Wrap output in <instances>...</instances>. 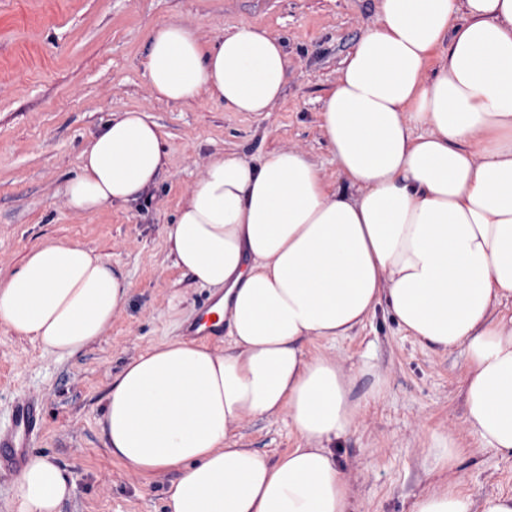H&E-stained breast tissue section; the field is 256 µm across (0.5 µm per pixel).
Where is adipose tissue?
I'll use <instances>...</instances> for the list:
<instances>
[{
  "label": "adipose tissue",
  "instance_id": "ef3b65f1",
  "mask_svg": "<svg viewBox=\"0 0 512 512\" xmlns=\"http://www.w3.org/2000/svg\"><path fill=\"white\" fill-rule=\"evenodd\" d=\"M340 70L320 127L349 191L296 150L257 162L213 155L165 231L176 264L221 291L229 347L164 342L113 378L100 421L110 454L144 475L178 471L169 512H348L332 444L357 424L353 377L308 339L350 336L387 310L419 343L467 349V423L512 453V0H378ZM433 76H426L429 62ZM288 55L243 23L213 40L177 20L151 32L157 99L264 112ZM427 134H420V127ZM167 163L146 112L113 115L64 187L70 209L137 201ZM131 288L101 256L47 241L0 279V324L72 356L93 344ZM287 413L300 444L271 460L237 447L245 420ZM74 479L50 455L14 481V512H59Z\"/></svg>",
  "mask_w": 512,
  "mask_h": 512
}]
</instances>
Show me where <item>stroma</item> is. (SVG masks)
<instances>
[{"label": "stroma", "instance_id": "1", "mask_svg": "<svg viewBox=\"0 0 512 512\" xmlns=\"http://www.w3.org/2000/svg\"><path fill=\"white\" fill-rule=\"evenodd\" d=\"M171 19L207 39L242 23L281 39V98L260 113L216 100L156 99L146 76L149 38ZM377 21V0H0V278L33 248L57 241L92 249L132 288L106 333L72 356L0 325V429L15 401L39 400L32 450L55 456L75 481L61 512H168L177 471L127 469L100 427L114 375L136 354L185 338L213 298L168 255L165 229L210 156L224 150L253 162L297 150L331 188L347 190L320 111L342 62ZM125 110L146 111L159 124L167 166L137 202L72 211L63 187L79 172L86 139ZM304 349L334 355L363 402L355 429L333 448L351 485L349 512H412L420 495L450 486L480 512L485 496L512 493V454L482 447L467 425L464 347L418 343L380 309L351 336L308 340ZM234 434L272 459L300 443L284 414L245 421ZM448 435L459 444L451 468L430 452Z\"/></svg>", "mask_w": 512, "mask_h": 512}]
</instances>
